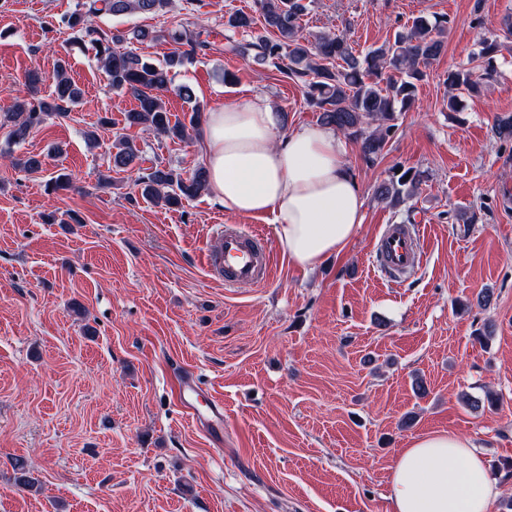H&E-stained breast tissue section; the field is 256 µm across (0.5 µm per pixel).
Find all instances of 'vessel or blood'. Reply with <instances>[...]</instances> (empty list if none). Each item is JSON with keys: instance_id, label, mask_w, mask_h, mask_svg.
Segmentation results:
<instances>
[{"instance_id": "1", "label": "vessel or blood", "mask_w": 512, "mask_h": 512, "mask_svg": "<svg viewBox=\"0 0 512 512\" xmlns=\"http://www.w3.org/2000/svg\"><path fill=\"white\" fill-rule=\"evenodd\" d=\"M376 256L380 267L389 274L412 272L421 261L420 239L408 225H386ZM204 266L222 277L228 287L268 284L273 271L271 251L266 241L257 233L239 228L220 232L217 248L204 254Z\"/></svg>"}]
</instances>
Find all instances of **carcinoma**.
Returning <instances> with one entry per match:
<instances>
[{
	"mask_svg": "<svg viewBox=\"0 0 512 512\" xmlns=\"http://www.w3.org/2000/svg\"><path fill=\"white\" fill-rule=\"evenodd\" d=\"M170 3L171 0H83L66 24L98 47L96 55L112 88L135 98L136 108L125 114V125H141L171 140H185L199 126L203 106L196 102L188 121H173L160 97L171 83L170 70L183 64L184 55L175 53L165 64L157 65L131 50L117 53L111 40L101 36L92 23L102 13H157ZM260 8V31L254 16L243 11L225 20L228 30L251 37L249 41L230 45L229 51L259 65L288 59L283 73L305 84L307 97L319 108L323 124L359 142L365 158L379 156L395 127V114L414 104L418 83L443 52L442 35L448 28V19L438 17L431 21L418 17L396 33L391 43L360 56L340 33H325L312 41L301 36L299 21L307 9L304 0H260ZM497 51L496 40L486 38L481 42L477 57L486 76L496 71ZM41 81L38 73H29L26 84L31 101L6 114L7 121L13 124L11 135L18 141L45 118L66 114L80 96L79 88L61 66L53 76L54 89L49 100L37 98ZM446 83L451 92H473L478 86L477 78L466 68L449 71ZM115 148L112 154L115 168H131L139 159V149L128 139L119 138ZM424 179L420 170L394 168L378 186L377 195L383 201L400 203L411 197ZM137 186L142 198L173 208L200 195L208 183L206 171L202 169L185 177L171 167L159 165L138 178Z\"/></svg>",
	"mask_w": 512,
	"mask_h": 512,
	"instance_id": "carcinoma-1",
	"label": "carcinoma"
}]
</instances>
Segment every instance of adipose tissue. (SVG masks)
I'll return each mask as SVG.
<instances>
[{
  "label": "adipose tissue",
  "mask_w": 512,
  "mask_h": 512,
  "mask_svg": "<svg viewBox=\"0 0 512 512\" xmlns=\"http://www.w3.org/2000/svg\"><path fill=\"white\" fill-rule=\"evenodd\" d=\"M208 186L232 215H271L288 259L312 269L359 232L365 200L333 127L280 135L258 95L211 110L202 134ZM499 490L469 438L435 431L412 439L391 470V512H489Z\"/></svg>",
  "instance_id": "adipose-tissue-1"
}]
</instances>
